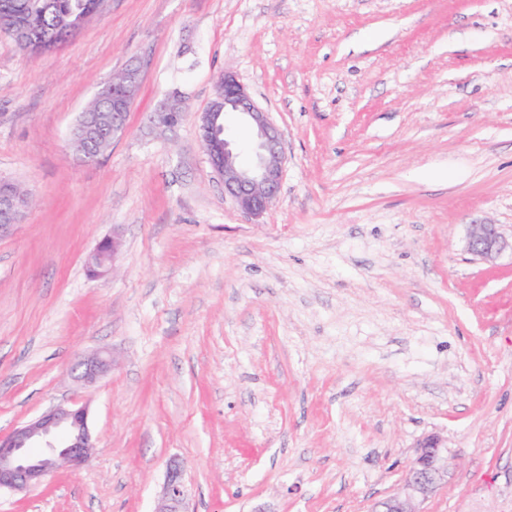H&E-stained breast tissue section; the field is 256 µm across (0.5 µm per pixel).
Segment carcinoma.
<instances>
[{
    "label": "carcinoma",
    "mask_w": 512,
    "mask_h": 512,
    "mask_svg": "<svg viewBox=\"0 0 512 512\" xmlns=\"http://www.w3.org/2000/svg\"><path fill=\"white\" fill-rule=\"evenodd\" d=\"M98 0H0V34L5 35L12 24V14L22 8L28 10L32 53L59 47L67 38L83 27L87 18L96 11ZM98 117L104 135L93 144L73 140L80 159L98 158L112 144V102L94 98L85 108Z\"/></svg>",
    "instance_id": "obj_1"
}]
</instances>
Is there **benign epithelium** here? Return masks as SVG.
<instances>
[{
	"label": "benign epithelium",
	"mask_w": 512,
	"mask_h": 512,
	"mask_svg": "<svg viewBox=\"0 0 512 512\" xmlns=\"http://www.w3.org/2000/svg\"><path fill=\"white\" fill-rule=\"evenodd\" d=\"M15 42L29 44L25 17H18L11 27ZM139 68H129L112 77V106L121 98H134L139 89ZM234 113L252 128L254 161L248 168L239 166L237 153L226 136L222 116ZM200 142L208 161L222 178L224 194L231 197L246 214L260 218L278 197L283 180L285 154L282 134L270 113L259 107L243 83L233 73H226L209 109L202 113L198 126ZM30 198L16 193L12 182L0 180V231L23 222ZM465 251L474 259L493 263L506 253L512 254V234L499 224H470ZM116 245L102 240L88 258L91 276L107 272L114 261ZM110 365V359L97 356L77 364L79 378L91 382ZM93 448L92 434L85 407L58 406L25 423L6 436H0V491H27L60 466H80ZM448 448L438 435L420 440L415 458L410 462L400 489L377 503L372 512H425L423 504L441 485L448 482ZM182 465L169 463L162 496L155 512H187Z\"/></svg>",
	"instance_id": "1"
}]
</instances>
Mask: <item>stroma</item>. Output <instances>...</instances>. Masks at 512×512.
I'll return each instance as SVG.
<instances>
[{
  "mask_svg": "<svg viewBox=\"0 0 512 512\" xmlns=\"http://www.w3.org/2000/svg\"><path fill=\"white\" fill-rule=\"evenodd\" d=\"M133 66L124 131L80 161ZM227 71L283 133L257 219L197 137ZM0 177L32 196L0 233V436L76 405L95 442L0 512H154L173 458L190 512H372L430 434L426 512H512V256L463 250L512 231V0H104L57 49L0 35ZM139 68L126 69L121 74L112 77V81L104 88L112 89V99L110 101H102L101 98H93L83 112H92L98 117L99 127L95 124L84 121L81 127V135L89 141H93L97 137L99 128L104 131V135L96 139L94 144H84L76 135H74V149L80 159L89 161L98 158L112 144V130L123 131L125 127V115L129 112H113L114 107L118 108L121 98H133L135 100L139 89ZM464 248L475 260L493 263L506 253L512 255V233L507 235L498 224H471ZM116 245L113 239H103L88 258L91 276L97 277L107 272L108 266L114 261Z\"/></svg>",
  "mask_w": 512,
  "mask_h": 512,
  "instance_id": "stroma-1",
  "label": "stroma"
}]
</instances>
